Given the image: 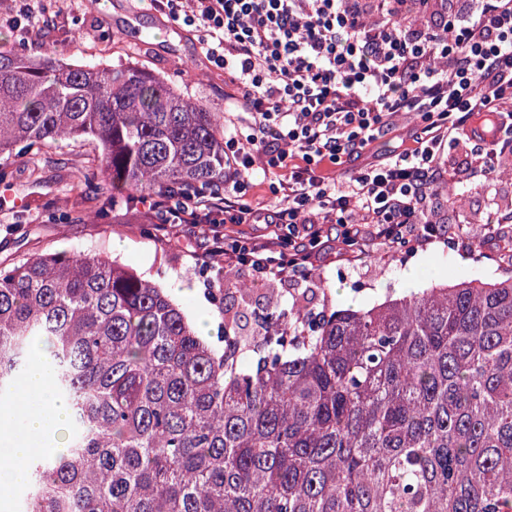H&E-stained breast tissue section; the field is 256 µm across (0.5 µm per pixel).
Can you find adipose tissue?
Masks as SVG:
<instances>
[{
	"label": "adipose tissue",
	"instance_id": "adipose-tissue-1",
	"mask_svg": "<svg viewBox=\"0 0 512 512\" xmlns=\"http://www.w3.org/2000/svg\"><path fill=\"white\" fill-rule=\"evenodd\" d=\"M21 404L0 407V512H11L22 483V464L38 451L65 449L67 404L50 387L48 369L32 363L21 386Z\"/></svg>",
	"mask_w": 512,
	"mask_h": 512
}]
</instances>
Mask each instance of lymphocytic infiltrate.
<instances>
[{
    "instance_id": "obj_1",
    "label": "lymphocytic infiltrate",
    "mask_w": 512,
    "mask_h": 512,
    "mask_svg": "<svg viewBox=\"0 0 512 512\" xmlns=\"http://www.w3.org/2000/svg\"><path fill=\"white\" fill-rule=\"evenodd\" d=\"M193 28L209 65L238 90L247 131L224 137V189L188 188L141 198L164 224H263L266 234L208 237L209 282L248 266L253 281L310 277L325 249L323 227L339 225L349 260L367 247L418 248L444 239L428 217L436 187L455 172L492 186L512 155V0H440L425 23L420 0H149ZM398 112L415 114L414 148L363 166L348 181L324 166L358 158L388 134ZM290 168L270 184L268 209L251 200L256 172Z\"/></svg>"
}]
</instances>
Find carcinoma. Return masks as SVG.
Instances as JSON below:
<instances>
[{
  "mask_svg": "<svg viewBox=\"0 0 512 512\" xmlns=\"http://www.w3.org/2000/svg\"><path fill=\"white\" fill-rule=\"evenodd\" d=\"M61 139L98 149L86 196L224 184V131L153 73L0 55V156ZM253 290L211 289L214 343L107 255L0 264V403L41 358L69 407L16 512H512V277L357 310L271 295L246 334L224 296Z\"/></svg>",
  "mask_w": 512,
  "mask_h": 512,
  "instance_id": "cac0c4a2",
  "label": "carcinoma"
}]
</instances>
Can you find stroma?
<instances>
[{"mask_svg":"<svg viewBox=\"0 0 512 512\" xmlns=\"http://www.w3.org/2000/svg\"><path fill=\"white\" fill-rule=\"evenodd\" d=\"M126 2L32 0V12L45 24L23 40L5 21L14 9L12 0H0V52L34 60L49 52L68 63L142 67L219 120L244 127L242 113L227 109L236 87L225 80L223 70L207 63L194 33L162 15L144 18L131 33H119L112 20L124 14ZM415 122L411 114L394 116L393 131L366 149L359 164L412 147ZM95 157L92 145L70 140L23 157H0V170L8 174L0 182V263L17 264L59 251L103 252L167 288L190 319L211 318L216 307L203 274L211 225L162 224L135 204H113L108 194L79 196L75 186ZM503 166L492 189L460 181L434 193L431 220L462 227V239L448 238L417 250L376 249L355 262L331 254L308 281L291 286L271 281L255 289L248 303L228 297L225 307L240 312L248 326L253 310L273 293L306 308H359L391 292L427 287L432 280L453 284L511 275L512 231L492 236L485 226L490 208L512 210V157H506Z\"/></svg>","mask_w":512,"mask_h":512,"instance_id":"obj_1","label":"stroma"}]
</instances>
